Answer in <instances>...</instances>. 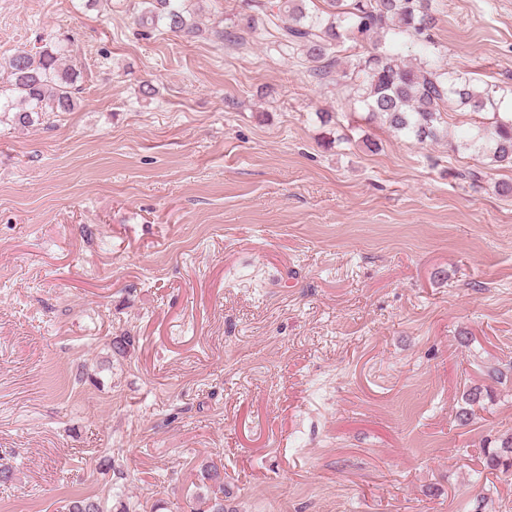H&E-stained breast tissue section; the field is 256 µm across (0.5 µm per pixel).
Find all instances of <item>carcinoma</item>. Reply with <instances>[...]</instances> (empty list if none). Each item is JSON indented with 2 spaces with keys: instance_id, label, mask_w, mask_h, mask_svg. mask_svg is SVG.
Instances as JSON below:
<instances>
[{
  "instance_id": "1",
  "label": "carcinoma",
  "mask_w": 512,
  "mask_h": 512,
  "mask_svg": "<svg viewBox=\"0 0 512 512\" xmlns=\"http://www.w3.org/2000/svg\"><path fill=\"white\" fill-rule=\"evenodd\" d=\"M253 9L263 14L278 32L279 50L300 51L309 63V75L319 81L339 77L352 100L390 129L409 134L419 142L447 136L443 114L489 113L480 122L469 146L481 150L490 162L512 168V111L503 112L504 89L496 84L479 86L464 73L448 71L428 61H402L395 48L407 35L423 46L433 45L434 0H258ZM195 0H138L137 22L151 31L195 38L202 33L224 40L221 21L204 30L195 16ZM373 42L366 54H345L348 43ZM66 40L49 41L35 49L16 51L0 75V123L26 127L41 118L72 112L79 104L82 71L68 63ZM484 397L474 386L463 393L464 407L456 414L461 424L471 420L470 406ZM483 466L490 473L512 472V440L484 449ZM223 488L201 497V512H237L224 503ZM70 512H111L92 497L77 498Z\"/></svg>"
}]
</instances>
